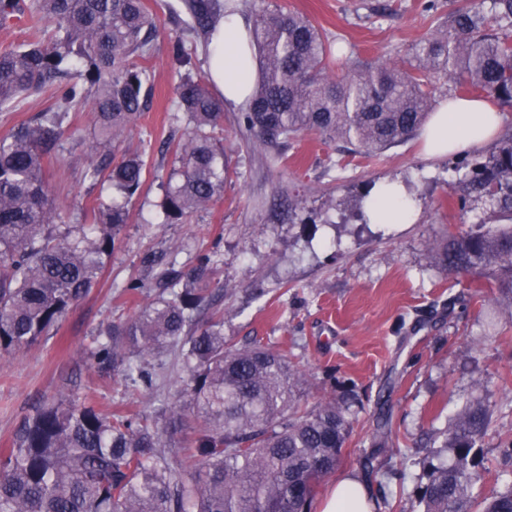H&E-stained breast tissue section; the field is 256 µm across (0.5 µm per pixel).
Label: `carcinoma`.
I'll return each mask as SVG.
<instances>
[{"mask_svg":"<svg viewBox=\"0 0 512 512\" xmlns=\"http://www.w3.org/2000/svg\"><path fill=\"white\" fill-rule=\"evenodd\" d=\"M184 31L207 42L234 0H180ZM25 16L29 40L0 51V110L27 96L54 102L0 138V355L36 342L96 284L129 205L145 181L140 154L90 165L85 178L108 184L90 224H59L43 173L69 132L71 110L90 103L93 138L119 150L150 105L147 63L160 19L144 0H0V25ZM54 34L41 37L40 22ZM250 44L258 79L242 113L244 134L266 149L314 131L378 154L419 133L435 103L434 80L512 107V0H466L412 47L408 64L358 60L329 75L332 44L299 13L254 0ZM196 48L180 37L175 118L185 138L166 183L164 221L177 223L224 192L229 167L213 132L224 102L194 71ZM459 189L480 206L466 230L448 233L439 263L475 273L512 314V135L464 165ZM155 299L112 325L92 365H124L149 378L148 360L177 349L185 391L197 409L190 446L172 461L164 428L140 414H104L74 401L39 405L0 451V512H310L315 486L336 470L356 412L334 393L310 407L297 399L305 373L258 341L238 347L213 309L224 281L209 257L183 272L171 264L151 284ZM492 412L476 401L435 433L422 461L415 512H471ZM375 453L389 451V423L377 419ZM480 512H512V482Z\"/></svg>","mask_w":512,"mask_h":512,"instance_id":"carcinoma-1","label":"carcinoma"}]
</instances>
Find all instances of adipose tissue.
I'll list each match as a JSON object with an SVG mask.
<instances>
[{"label":"adipose tissue","instance_id":"adipose-tissue-1","mask_svg":"<svg viewBox=\"0 0 512 512\" xmlns=\"http://www.w3.org/2000/svg\"><path fill=\"white\" fill-rule=\"evenodd\" d=\"M256 72L243 17L237 13L225 16L210 45V75L218 98L230 106H244ZM502 121L501 109L486 101L445 99L421 132L423 151L434 157L480 147L494 136ZM366 211L380 224H409L416 217L414 201L396 183L381 184ZM324 512H373V503L358 479L346 477L337 483Z\"/></svg>","mask_w":512,"mask_h":512}]
</instances>
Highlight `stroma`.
<instances>
[{
	"instance_id": "35a3bbf8",
	"label": "stroma",
	"mask_w": 512,
	"mask_h": 512,
	"mask_svg": "<svg viewBox=\"0 0 512 512\" xmlns=\"http://www.w3.org/2000/svg\"><path fill=\"white\" fill-rule=\"evenodd\" d=\"M167 2L145 0L162 25L148 63L151 106L121 144L126 152L146 153L145 185L90 293L46 336L0 357V448L9 447L35 404L51 399L153 417L165 402L196 416L176 350L159 357L150 388L126 380L120 368L89 366L87 353L108 328L130 319L134 303L149 302L146 294L130 299L125 287L132 279L150 283L168 263L186 271L207 256L226 287L215 297L225 336L286 351L309 374L304 404L334 392L358 410L340 465L315 489L312 512H323L338 478L348 474L373 493L387 483L388 500L377 512H412L434 430L475 399L493 409L495 423L483 443L493 464L473 496H491L512 481V470L495 464L512 439V316L475 299L476 277L443 271L434 251L454 226L475 220L472 204L461 203L456 189L464 156L426 158L416 138L367 156L344 140L305 132L281 145L270 165L261 147L244 140L240 109L228 107L215 133L231 169L223 195L183 223H163V186L184 132L173 120V45L182 25ZM276 2L332 37L338 66L357 59L402 64L448 14V0ZM93 125L89 107L75 108L73 134L45 168L64 224L89 223L101 191L84 177L102 153ZM383 181L405 186L418 212L414 223L354 218L356 206ZM462 292L470 301L449 305ZM380 409L390 418L394 451L375 458L369 473L362 463L375 446Z\"/></svg>"
}]
</instances>
